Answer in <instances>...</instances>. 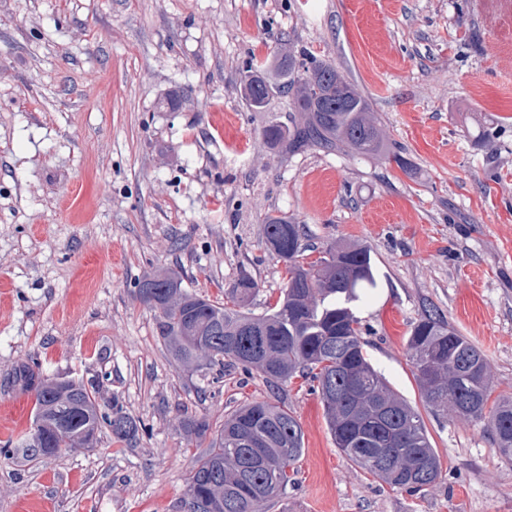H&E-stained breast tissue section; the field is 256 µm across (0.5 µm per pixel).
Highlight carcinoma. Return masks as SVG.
Segmentation results:
<instances>
[{
	"label": "carcinoma",
	"instance_id": "cac0c4a2",
	"mask_svg": "<svg viewBox=\"0 0 512 512\" xmlns=\"http://www.w3.org/2000/svg\"><path fill=\"white\" fill-rule=\"evenodd\" d=\"M245 100L264 108L270 96L288 98L289 124L271 123L264 142L290 154L313 147L356 156L387 150L386 133L371 104L335 64L286 42L245 66ZM264 241L282 261L286 281L261 314L245 310L257 288L241 276L227 302L188 291L160 271L138 284L137 295L155 313L159 338L187 369L255 370L273 388L300 375L316 383L336 448L389 486L418 495L442 479L419 411L388 384L365 349L356 303L377 285L364 246L333 242L311 262L303 256V228L285 215L267 217ZM407 352L424 406L453 421L486 423L494 452L512 459V399L492 398V369L484 352L434 308H426L407 337ZM34 395L32 425L14 452L52 456V449L92 448L102 428L133 443L137 421L116 401L100 408L83 382L19 370ZM185 432L210 438L191 477L194 512H264L288 494V469L301 457L304 433L287 407L269 401L242 404L212 430L204 418H186Z\"/></svg>",
	"mask_w": 512,
	"mask_h": 512
}]
</instances>
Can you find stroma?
Segmentation results:
<instances>
[{"label":"stroma","instance_id":"obj_1","mask_svg":"<svg viewBox=\"0 0 512 512\" xmlns=\"http://www.w3.org/2000/svg\"><path fill=\"white\" fill-rule=\"evenodd\" d=\"M284 35L354 82L408 169L265 144L288 101L250 107L244 68ZM282 214L306 260L370 248L366 350L414 407L406 337L428 306L512 397V0H0V512H185L208 442L182 420L216 426L252 400L284 402L304 432L265 512H512V462L484 424L423 411L443 476L411 496L338 451L304 378L274 390L170 356L139 280L170 270L220 301L246 274L263 313L285 277L263 224ZM24 364L119 400L137 441L106 429L92 448L10 454L31 426Z\"/></svg>","mask_w":512,"mask_h":512}]
</instances>
